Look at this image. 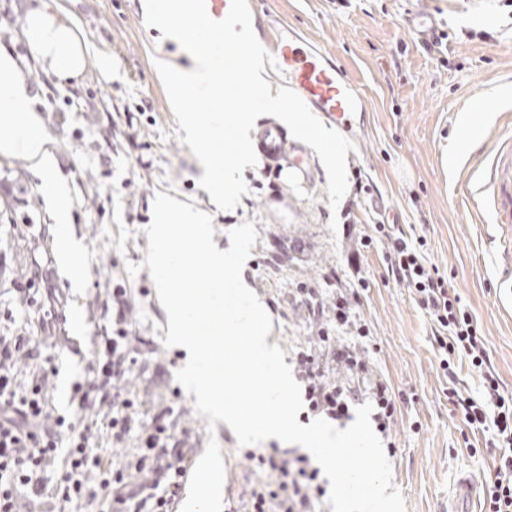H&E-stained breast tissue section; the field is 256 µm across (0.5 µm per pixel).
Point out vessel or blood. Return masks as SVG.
<instances>
[{"label":"vessel or blood","instance_id":"obj_1","mask_svg":"<svg viewBox=\"0 0 512 512\" xmlns=\"http://www.w3.org/2000/svg\"><path fill=\"white\" fill-rule=\"evenodd\" d=\"M406 23L414 35L427 43L439 32L436 17L425 11L409 13ZM253 29L275 58L286 86L328 124L351 129L353 114L365 110L366 101L347 72L287 24L271 23L257 12L253 15ZM260 147L273 167L287 168L294 177L305 181L311 179V159L304 146L289 143L281 127L266 129ZM481 162L485 178L468 183L467 193L476 208L488 206L494 213L488 240L494 248L499 294L506 298L512 296V141L500 142L482 156Z\"/></svg>","mask_w":512,"mask_h":512}]
</instances>
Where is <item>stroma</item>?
<instances>
[{
	"mask_svg": "<svg viewBox=\"0 0 512 512\" xmlns=\"http://www.w3.org/2000/svg\"><path fill=\"white\" fill-rule=\"evenodd\" d=\"M141 0H54L76 23L89 58L83 79L65 83L35 60L23 34L27 0H0V50L19 63L55 157L57 178L69 195L70 226L84 250L81 281L57 262L56 249L42 251L16 225L34 224L56 233L52 202L42 176L26 160L0 156V203L12 206L11 223L0 225V330L37 334L35 326L12 319L8 308L20 267L32 258L52 261L59 304L57 326L66 340L52 348L56 371L43 385L58 412L73 411L76 383L83 381L95 344L112 328V291H127V329L135 362L126 387L140 412L121 443L105 425L93 431L92 447L113 468L134 462L143 425L161 415L183 442L187 467H195L209 440H217L225 465L224 497L246 512L258 474L224 423L209 427L195 399L177 382L184 354L165 347L166 316L149 269L146 228L156 195L165 193L208 211L214 240L228 247L227 233L253 222L258 238L245 265L251 285L264 297L287 364L298 348H318L322 318L332 288H353L366 279L356 311L379 351L369 354L373 374L392 386L400 413L392 431L398 448L390 457L393 483L406 512H448L460 477L477 488L467 512H482V483L494 449L472 434L448 399L449 380L431 345L429 319L403 286L389 279L387 244L360 248L379 215L406 234L425 237V258L435 264L451 292L471 309L486 341L506 398H512V307L497 300L492 258L483 232L490 218L462 194L474 151L448 162V146L462 130L454 113L472 112L483 89L512 80V0H257L289 26L302 30L334 55L365 92L368 118L347 154L349 184L331 208L327 176L313 159L308 183L248 167L250 189L236 209L223 211L200 188L203 168L179 140L178 124L153 64L174 67L187 60L160 32L143 28ZM427 10L443 21L448 38L440 51L407 29L406 10ZM477 144L492 148L512 135V102L503 113L472 112ZM337 230H330V222ZM357 254V266L348 257ZM141 265L128 276V264Z\"/></svg>",
	"mask_w": 512,
	"mask_h": 512,
	"instance_id": "stroma-1",
	"label": "stroma"
}]
</instances>
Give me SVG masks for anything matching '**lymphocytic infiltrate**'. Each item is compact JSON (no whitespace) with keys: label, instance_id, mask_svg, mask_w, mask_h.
Instances as JSON below:
<instances>
[{"label":"lymphocytic infiltrate","instance_id":"obj_1","mask_svg":"<svg viewBox=\"0 0 512 512\" xmlns=\"http://www.w3.org/2000/svg\"><path fill=\"white\" fill-rule=\"evenodd\" d=\"M375 234L389 243L388 275L408 288L410 297L431 321L432 346L440 369L453 376L456 359L464 357L482 377L480 394L464 397L452 387L448 396L454 399L463 422L471 430L487 433L488 447L498 451L484 491L486 512H512V403L500 392V379L477 323L459 297L452 295L438 267L425 259V237L411 240L394 234L386 224L376 225ZM112 304L115 327L101 337L88 378L77 388L76 413L81 416L96 405L107 404V425L113 438L119 439L130 431L138 410L124 386V366L130 353L125 289H114ZM331 312L335 330L322 332L319 341L333 362L361 378L365 387L358 393L348 382L328 380L316 354L298 352L308 412L340 421L348 417L353 404L369 402L377 432L385 439L388 453H395L391 439L398 412L395 393L386 380L371 373L368 360L356 349L357 344L370 343V331L364 325L353 326L351 303L344 294H337ZM350 326L356 329L355 340L342 342L338 333ZM33 356L29 337L0 333V512H18L19 492L39 499L50 491L43 466L63 440L69 443L66 465L52 490L60 500L81 501L94 508L105 498L110 512H169L183 489L186 465L166 425L155 421L143 428L144 452L135 463L136 469L148 468L157 474L163 483L161 491L130 490L123 474L113 471L105 456L90 448L87 430L77 428L65 416H51L38 382L21 386L15 362ZM245 457L268 475L251 490L250 512H316L327 494L319 468L298 450H249Z\"/></svg>","mask_w":512,"mask_h":512}]
</instances>
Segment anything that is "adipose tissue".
I'll return each instance as SVG.
<instances>
[{
    "mask_svg": "<svg viewBox=\"0 0 512 512\" xmlns=\"http://www.w3.org/2000/svg\"><path fill=\"white\" fill-rule=\"evenodd\" d=\"M24 36L32 55L62 81L79 80L88 50L72 18L52 10L46 0H32L26 7ZM24 158L40 173L54 176L55 159L40 119L32 105L27 81L14 57L0 52V154ZM54 215L58 224V257L80 278L84 257L69 231V199L65 186H53Z\"/></svg>",
    "mask_w": 512,
    "mask_h": 512,
    "instance_id": "adipose-tissue-1",
    "label": "adipose tissue"
}]
</instances>
